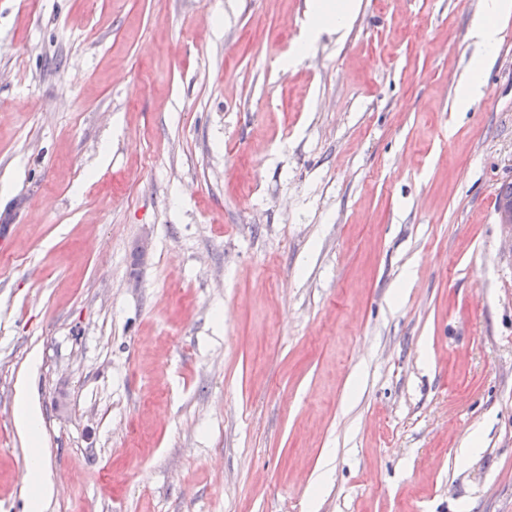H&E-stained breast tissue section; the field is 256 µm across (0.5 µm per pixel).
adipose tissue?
<instances>
[{
	"mask_svg": "<svg viewBox=\"0 0 512 512\" xmlns=\"http://www.w3.org/2000/svg\"><path fill=\"white\" fill-rule=\"evenodd\" d=\"M355 7L356 0H312L309 25L295 48L296 53L305 52L323 31L345 28ZM511 17L512 0H481L480 13L469 30L470 39L480 51L479 60L473 64L469 78L459 89L460 105H471L481 96L483 63L500 43L502 21ZM16 422L29 446L24 482L31 512H40L43 498L51 492V483L38 449L40 418L26 397H19L16 403Z\"/></svg>",
	"mask_w": 512,
	"mask_h": 512,
	"instance_id": "ef3b65f1",
	"label": "adipose tissue"
}]
</instances>
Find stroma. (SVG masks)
Segmentation results:
<instances>
[{
  "label": "stroma",
  "instance_id": "stroma-1",
  "mask_svg": "<svg viewBox=\"0 0 512 512\" xmlns=\"http://www.w3.org/2000/svg\"><path fill=\"white\" fill-rule=\"evenodd\" d=\"M0 0V512H512V19ZM355 0H313L311 4L309 26L297 44L294 53L300 55L325 30L341 31L355 10ZM512 16L511 0H482L478 17L473 20L469 38L478 47L480 54L472 65L467 81L459 89V104L470 106L482 95L483 64L498 48L501 40V22ZM16 422L27 437V444L30 447L24 482L29 494L31 511L39 512L41 501L52 489L43 457L38 449L40 418L24 395H20L16 403Z\"/></svg>",
  "mask_w": 512,
  "mask_h": 512
}]
</instances>
